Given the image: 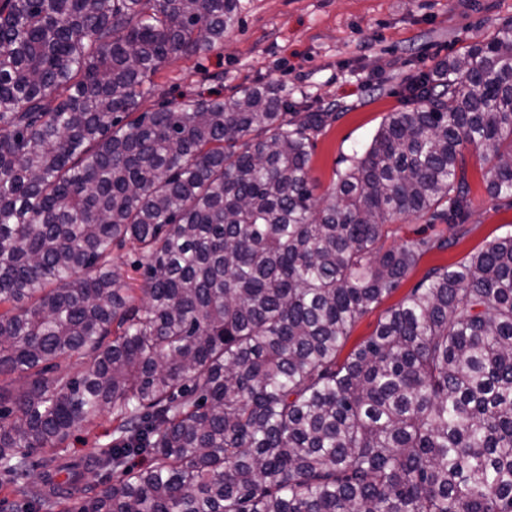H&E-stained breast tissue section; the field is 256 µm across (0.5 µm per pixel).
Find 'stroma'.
<instances>
[{"label":"stroma","instance_id":"stroma-1","mask_svg":"<svg viewBox=\"0 0 512 512\" xmlns=\"http://www.w3.org/2000/svg\"><path fill=\"white\" fill-rule=\"evenodd\" d=\"M512 28V0H238V22L200 61L181 58L155 75L145 109L186 94L226 97L276 82L289 101L336 112L316 137L311 172L327 191L345 157L364 151L405 87L469 44ZM473 211L455 246L426 254L381 307L362 316L350 341L374 331L434 267L450 266L512 229V207L492 202L472 148H465Z\"/></svg>","mask_w":512,"mask_h":512}]
</instances>
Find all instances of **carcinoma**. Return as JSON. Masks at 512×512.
Listing matches in <instances>:
<instances>
[{
	"label": "carcinoma",
	"instance_id": "carcinoma-1",
	"mask_svg": "<svg viewBox=\"0 0 512 512\" xmlns=\"http://www.w3.org/2000/svg\"><path fill=\"white\" fill-rule=\"evenodd\" d=\"M237 23V0H0V477L25 512H512V233L339 360L455 243L384 247L399 218L467 222L464 145L512 206V29L421 73L318 196L333 113L277 83L140 111ZM101 425L91 431L80 430L76 431L70 438V446L72 452L76 456H86L95 451L93 448V441L95 435H103L106 428L110 426L109 416H104L101 420Z\"/></svg>",
	"mask_w": 512,
	"mask_h": 512
}]
</instances>
